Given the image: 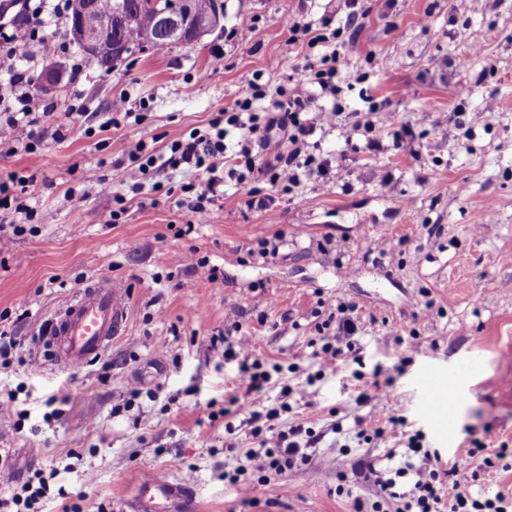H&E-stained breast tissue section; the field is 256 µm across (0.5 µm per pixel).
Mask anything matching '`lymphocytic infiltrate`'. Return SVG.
Masks as SVG:
<instances>
[{
	"mask_svg": "<svg viewBox=\"0 0 512 512\" xmlns=\"http://www.w3.org/2000/svg\"><path fill=\"white\" fill-rule=\"evenodd\" d=\"M70 11L71 0H22L17 18L0 14V58L24 56L33 47L45 57L69 56L67 43L58 37L55 28ZM322 24V29L317 30L301 17L288 22V45L305 40L329 46L320 58L307 61L304 77L293 89L277 88L270 97L256 80H248L233 107L214 113L205 130L174 136L167 152L142 146L134 151L120 149L113 164L120 184L130 185L138 193L144 179L165 170L194 172L197 180L183 185L184 195L179 203L195 223H205L223 195L224 179L218 174V162L226 150L224 140L233 129L240 133L236 153L240 181L264 171L273 189L288 193L304 179L323 175L329 162L308 153V139L318 122L335 123L340 112L335 106L320 111L316 105L325 93L336 92V64L340 57L360 55L361 48L355 37H344L342 28L332 27L330 19H323ZM327 26L332 27V34H324ZM69 58L72 73L89 71L90 65L83 57ZM264 98L270 101L269 113H255L254 103ZM63 137L60 115L53 105L35 94L30 77L19 74L0 86V152L29 153L45 139L59 141ZM17 182L16 174L0 176V211L24 217L19 224H1L0 239L24 236L28 222L36 217L35 211L20 201L15 190ZM210 347L222 350L225 359L239 361L245 401L252 408L251 434L258 441L257 447L244 453L250 478L243 480L234 474L230 483L248 494L269 484L271 476L306 465L312 430L299 424L285 430L277 428V409L256 408L269 374L261 360L253 357L248 338L227 331L211 336ZM423 439L418 431L408 441L409 452L421 456L422 465L408 461L396 468H383L373 461L367 463V474L379 486L381 497L368 506L355 502L356 512H385L389 507L394 512H512V496L500 491L473 496L470 483L475 474L468 464L443 462L438 452L424 448ZM0 485L7 489L6 496H0V512H38V504L49 491L48 479L40 471L21 482L8 468H1Z\"/></svg>",
	"mask_w": 512,
	"mask_h": 512,
	"instance_id": "obj_1",
	"label": "lymphocytic infiltrate"
}]
</instances>
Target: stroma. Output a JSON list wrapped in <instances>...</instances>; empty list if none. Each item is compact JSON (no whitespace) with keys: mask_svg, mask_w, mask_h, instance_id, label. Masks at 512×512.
<instances>
[{"mask_svg":"<svg viewBox=\"0 0 512 512\" xmlns=\"http://www.w3.org/2000/svg\"><path fill=\"white\" fill-rule=\"evenodd\" d=\"M223 3L238 40L217 31L134 53L107 74L64 70L45 98L85 115L66 119L61 141L0 154V174L27 179L22 198L38 218L35 233L0 243V314L20 342L0 372V400L17 396L0 413V459L21 478L55 471L41 512H129L148 475L190 482L192 512H351L353 499L376 498L363 463L402 462L419 430L430 449L474 469L508 448L497 488L512 495V0H368L353 27L363 54L340 64L348 81L324 98L343 113L309 139L318 158L348 152L347 168L288 195L262 177L244 186L225 176L208 223L188 235L190 216L165 189L195 176L168 170L161 190L126 192L120 222L102 223L115 206L112 146L165 150L175 133L206 127L254 74L272 88L300 79L324 48L287 46L289 19L348 13L345 0ZM122 97L145 101L143 121L107 125ZM367 111L381 151L347 150L354 113ZM386 112L411 127L418 154L388 135ZM73 193L86 202L73 205ZM251 195L260 206H247ZM268 241L276 253H263ZM192 246L218 281L189 266ZM94 277L124 284L126 332L83 366L55 365L42 330ZM340 301L354 305L358 330L345 371L323 373L313 352ZM234 323L265 367H282L265 407L289 402L280 426L315 435L306 469L260 487L253 504L224 478L253 445L248 411L229 403L239 363L210 348ZM457 363L483 371L468 374L446 419L425 417L417 373ZM132 387L141 395L129 407ZM53 395L71 402L49 422ZM222 408L229 416L209 422ZM396 413L402 431L377 436ZM340 484L351 497L337 495Z\"/></svg>","mask_w":512,"mask_h":512,"instance_id":"stroma-1","label":"stroma"}]
</instances>
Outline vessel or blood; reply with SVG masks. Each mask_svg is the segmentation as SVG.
<instances>
[{
	"label": "vessel or blood",
	"mask_w": 512,
	"mask_h": 512,
	"mask_svg": "<svg viewBox=\"0 0 512 512\" xmlns=\"http://www.w3.org/2000/svg\"><path fill=\"white\" fill-rule=\"evenodd\" d=\"M127 317L125 289L113 281L93 279L51 320L48 341L62 364L81 366L125 332ZM417 385L423 412H440L448 401V385L442 375L425 371ZM190 507L186 485L155 477L141 483L135 512H189Z\"/></svg>",
	"instance_id": "b4317fda"
}]
</instances>
